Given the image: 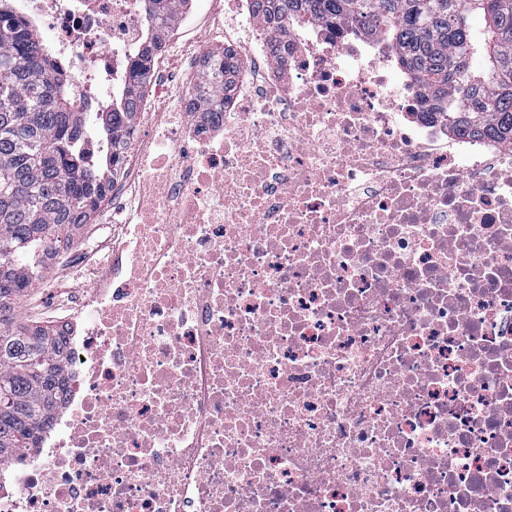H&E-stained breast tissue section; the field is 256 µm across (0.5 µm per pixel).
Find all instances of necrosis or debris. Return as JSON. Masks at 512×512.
<instances>
[{"label": "necrosis or debris", "mask_w": 512, "mask_h": 512, "mask_svg": "<svg viewBox=\"0 0 512 512\" xmlns=\"http://www.w3.org/2000/svg\"><path fill=\"white\" fill-rule=\"evenodd\" d=\"M99 112L145 0H21ZM59 301L65 399L0 512H512V145L415 115L394 51L175 6ZM235 66L208 96L218 50Z\"/></svg>", "instance_id": "obj_1"}]
</instances>
